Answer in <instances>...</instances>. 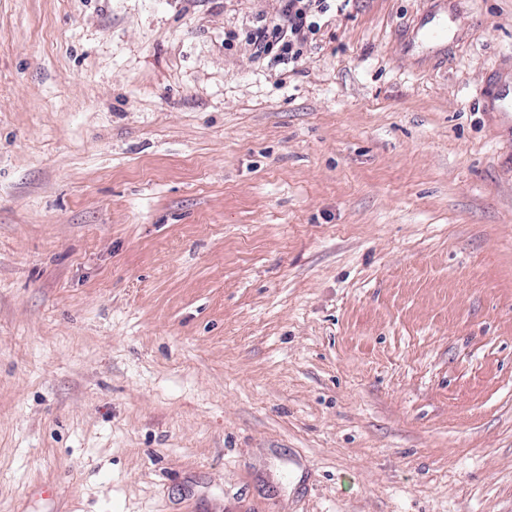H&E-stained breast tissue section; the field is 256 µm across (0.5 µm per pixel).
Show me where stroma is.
I'll use <instances>...</instances> for the list:
<instances>
[{"mask_svg": "<svg viewBox=\"0 0 512 512\" xmlns=\"http://www.w3.org/2000/svg\"><path fill=\"white\" fill-rule=\"evenodd\" d=\"M0 0V512H512V0ZM329 2L333 0H282L277 17L245 34L255 57L292 65L294 70L307 43L320 31L319 19L331 9Z\"/></svg>", "mask_w": 512, "mask_h": 512, "instance_id": "obj_1", "label": "stroma"}]
</instances>
